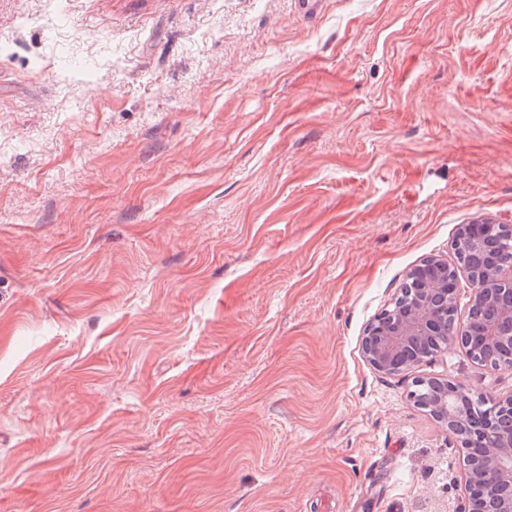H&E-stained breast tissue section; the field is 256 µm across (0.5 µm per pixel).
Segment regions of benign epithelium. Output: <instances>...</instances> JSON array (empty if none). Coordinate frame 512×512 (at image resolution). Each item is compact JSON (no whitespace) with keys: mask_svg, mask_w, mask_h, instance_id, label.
Returning <instances> with one entry per match:
<instances>
[{"mask_svg":"<svg viewBox=\"0 0 512 512\" xmlns=\"http://www.w3.org/2000/svg\"><path fill=\"white\" fill-rule=\"evenodd\" d=\"M505 224L477 220L459 227L460 241L476 244L477 261L467 265L431 256L411 268L400 294L368 325L362 338L366 362L386 376L406 375L441 351L457 346L470 358L495 369L512 370V247L497 250L493 241ZM472 285L466 318L456 319L460 276ZM413 406L435 418L463 449L470 448L462 431L469 419L473 390L438 377L412 382ZM493 411L503 428L484 431L475 461L466 462L467 497L462 512H512V394Z\"/></svg>","mask_w":512,"mask_h":512,"instance_id":"benign-epithelium-1","label":"benign epithelium"}]
</instances>
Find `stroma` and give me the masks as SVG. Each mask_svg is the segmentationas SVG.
<instances>
[{"mask_svg": "<svg viewBox=\"0 0 512 512\" xmlns=\"http://www.w3.org/2000/svg\"><path fill=\"white\" fill-rule=\"evenodd\" d=\"M512 226V0H0V512H460L361 338Z\"/></svg>", "mask_w": 512, "mask_h": 512, "instance_id": "obj_1", "label": "stroma"}]
</instances>
